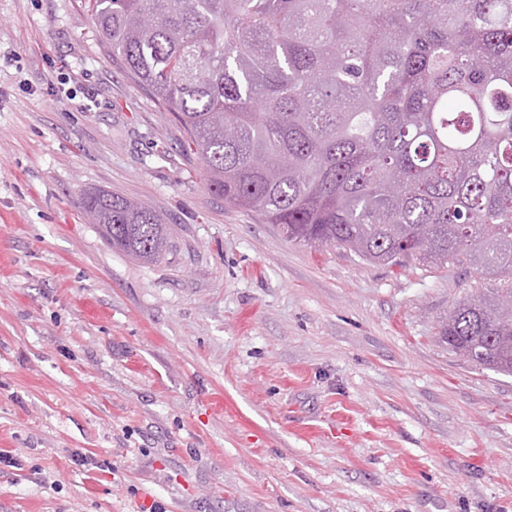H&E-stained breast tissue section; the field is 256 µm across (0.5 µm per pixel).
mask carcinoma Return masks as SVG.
Masks as SVG:
<instances>
[{"label":"carcinoma","mask_w":512,"mask_h":512,"mask_svg":"<svg viewBox=\"0 0 512 512\" xmlns=\"http://www.w3.org/2000/svg\"><path fill=\"white\" fill-rule=\"evenodd\" d=\"M185 131L210 189L288 240L369 264L468 265L488 287L440 325L512 375V0H82ZM82 208L137 260L170 254L147 206Z\"/></svg>","instance_id":"carcinoma-1"}]
</instances>
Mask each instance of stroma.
<instances>
[{"label": "stroma", "instance_id": "stroma-1", "mask_svg": "<svg viewBox=\"0 0 512 512\" xmlns=\"http://www.w3.org/2000/svg\"><path fill=\"white\" fill-rule=\"evenodd\" d=\"M183 137L80 0H0V512H512V376L437 341L482 274L290 242ZM82 208L113 248L151 263L170 254L169 226L151 208L101 190L86 193Z\"/></svg>", "mask_w": 512, "mask_h": 512}]
</instances>
